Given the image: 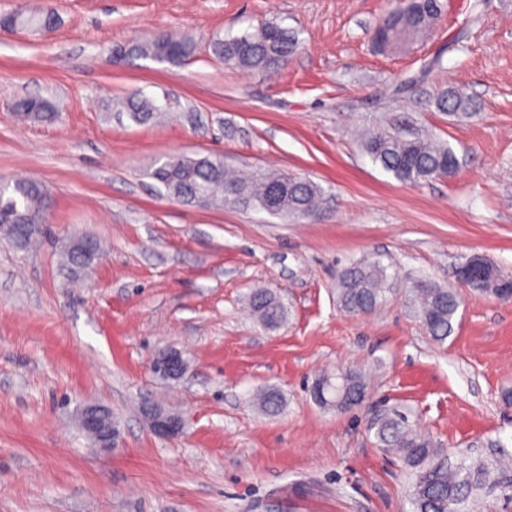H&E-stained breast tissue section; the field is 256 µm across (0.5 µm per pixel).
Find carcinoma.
<instances>
[{"label":"carcinoma","instance_id":"cac0c4a2","mask_svg":"<svg viewBox=\"0 0 512 512\" xmlns=\"http://www.w3.org/2000/svg\"><path fill=\"white\" fill-rule=\"evenodd\" d=\"M441 11L439 0H398L397 6L375 29L373 41L383 52L397 51L428 32ZM26 22L51 30L56 25V15L53 11H42ZM298 46L297 33L275 23H264L253 32L216 39L212 53L227 66L268 71L287 64ZM126 50L129 58L175 61L191 56L194 47L188 41L167 37L131 43L126 45ZM437 107L446 112H469L475 103L462 91L450 89L439 98ZM16 110L27 119L51 122L56 118L50 105L37 97L19 101ZM126 110L130 120L142 125L155 118L158 108L150 99L133 95L126 102ZM364 150L373 163L404 183L447 176L458 165L450 147L423 137L407 139L389 132L377 133L364 141ZM151 177L161 184L168 197L184 204H227L259 210L266 208L267 198L276 186L279 195L275 215L287 219L314 216L324 199L322 187L309 178L265 171L232 175L220 155L174 157L157 167ZM46 207L47 194L40 183L0 179V226L11 238H29L31 225L44 223ZM72 243L64 255L68 270L77 277L84 272L86 261L98 259L100 246L88 236L74 238ZM386 281V269L378 262L351 265L342 273L337 288L341 306L354 314L372 312L385 297ZM413 294L418 317L428 334L438 342L445 341L453 332L461 304L457 291L421 280L415 284ZM250 305L259 323L267 328L278 327L286 319L283 304L268 291L252 292ZM259 408L268 415L280 413L282 395L276 389L264 391ZM375 436L382 447L397 451L412 473L414 512H470L468 505L483 495L495 489L504 494L512 490L511 481L494 478L496 473H507L502 463L493 465L482 459L453 462L438 453L432 439L400 413L377 422Z\"/></svg>","mask_w":512,"mask_h":512}]
</instances>
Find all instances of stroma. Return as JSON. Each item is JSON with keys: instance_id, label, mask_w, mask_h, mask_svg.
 <instances>
[{"instance_id": "obj_1", "label": "stroma", "mask_w": 512, "mask_h": 512, "mask_svg": "<svg viewBox=\"0 0 512 512\" xmlns=\"http://www.w3.org/2000/svg\"><path fill=\"white\" fill-rule=\"evenodd\" d=\"M442 0L436 25L405 50L372 34L395 0H0V15L50 6L57 28L0 29V179L47 191L43 233L0 239V512H414L411 476L373 424L397 410L453 456L512 453V300L459 285L479 255L512 277V0ZM273 21L300 46L271 73L229 68L216 38ZM165 35L193 43L175 62L116 65L115 45ZM451 87L476 112L440 111ZM142 94L165 111L137 125ZM37 96L57 117L24 121ZM448 143L453 175L411 185L365 154L359 131ZM220 154L230 169L310 178L313 218L185 205L152 170ZM104 252L73 279L59 239ZM378 260L390 290L369 314L343 310V271ZM457 289L454 331L435 342L412 300L416 281ZM273 292L288 319L261 327L246 302ZM175 348L178 381L151 371ZM356 369L366 397L345 411L310 395L320 374ZM280 391V414L256 393ZM179 414L156 435L143 399ZM109 408L117 448L93 447L79 405Z\"/></svg>"}]
</instances>
